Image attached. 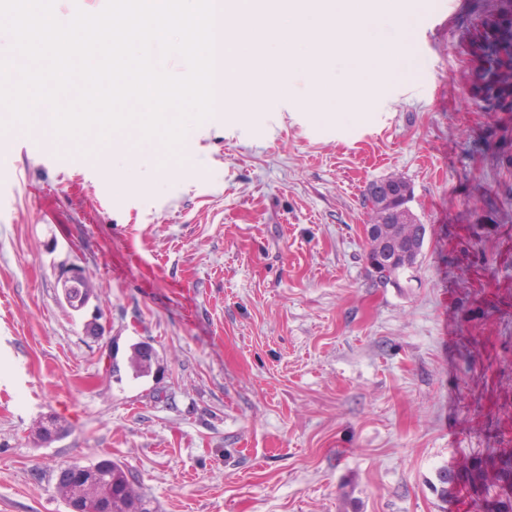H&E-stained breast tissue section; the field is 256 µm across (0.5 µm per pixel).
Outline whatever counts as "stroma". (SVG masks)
<instances>
[{
  "instance_id": "1",
  "label": "stroma",
  "mask_w": 512,
  "mask_h": 512,
  "mask_svg": "<svg viewBox=\"0 0 512 512\" xmlns=\"http://www.w3.org/2000/svg\"><path fill=\"white\" fill-rule=\"evenodd\" d=\"M413 54L360 127L270 89L174 154L0 133V512H68L59 467L101 456L159 512H504L512 0H422ZM388 176L426 236L382 287L363 190ZM61 290L67 304L79 310L83 308L86 300V290L84 288V275L80 271H71L61 279Z\"/></svg>"
}]
</instances>
